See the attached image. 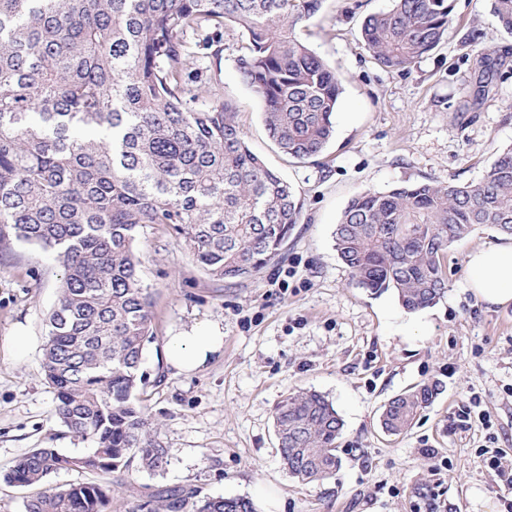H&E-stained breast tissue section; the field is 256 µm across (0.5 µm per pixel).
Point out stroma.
Here are the masks:
<instances>
[{
	"instance_id": "stroma-1",
	"label": "stroma",
	"mask_w": 512,
	"mask_h": 512,
	"mask_svg": "<svg viewBox=\"0 0 512 512\" xmlns=\"http://www.w3.org/2000/svg\"><path fill=\"white\" fill-rule=\"evenodd\" d=\"M392 6L322 0L302 30L342 85L332 142L303 161L269 137L260 104L237 74L239 32H225L216 88L236 108L251 149L295 191L301 221L279 259L241 281L211 279L162 226L142 228L141 276L157 339L141 370L169 463L161 473L113 475L112 512H139L151 490L182 486L248 498L257 512H484L485 501H498L497 477L478 449L512 458V306L475 298L466 256L499 242L500 233L484 226L455 242L447 295L408 312L393 291L352 283L334 230L363 191L484 177L498 150L512 146V33L490 0H455L445 41L393 72L361 39L364 18ZM489 45L495 52L486 62ZM62 275L35 245L0 255V472L34 448L67 456L92 449L57 420L44 379L45 321ZM201 326L218 328L223 347L195 369L175 367L171 339ZM19 328L28 336L20 351L11 343ZM423 382L436 387L431 404L407 433H384L385 404ZM301 389L325 395L344 423L341 468L324 481L299 482L280 461L275 410ZM473 399L488 424L454 428L459 407Z\"/></svg>"
}]
</instances>
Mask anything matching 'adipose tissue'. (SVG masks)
I'll return each mask as SVG.
<instances>
[{
    "mask_svg": "<svg viewBox=\"0 0 512 512\" xmlns=\"http://www.w3.org/2000/svg\"><path fill=\"white\" fill-rule=\"evenodd\" d=\"M466 267L468 288L476 298L491 306L512 304V237L473 249L467 256ZM223 344L218 329H197L193 335L172 339L171 362L180 369L195 368Z\"/></svg>",
    "mask_w": 512,
    "mask_h": 512,
    "instance_id": "obj_1",
    "label": "adipose tissue"
}]
</instances>
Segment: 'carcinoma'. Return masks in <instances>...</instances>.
Returning a JSON list of instances; mask_svg holds the SVG:
<instances>
[{
  "label": "carcinoma",
  "mask_w": 512,
  "mask_h": 512,
  "mask_svg": "<svg viewBox=\"0 0 512 512\" xmlns=\"http://www.w3.org/2000/svg\"><path fill=\"white\" fill-rule=\"evenodd\" d=\"M321 0H0V252L40 247L63 268L47 321L43 370L56 416L94 445L69 457L34 448L3 475L39 487L61 470L99 482L26 497L24 512H102L114 473L168 464L162 425L146 413L140 365L155 339L136 243L165 226L216 280L247 279L275 261L300 221L287 181L248 146L237 112L197 86L204 59L220 65L224 30L240 29V79L257 97L269 137L289 157L322 154L334 136L341 86L301 37ZM512 31V0H491ZM453 0H394L367 16L361 37L382 66L405 71L437 48ZM512 226V148L477 182L365 191L345 208L335 249L355 285L391 289L416 311L448 291L451 243L481 226ZM435 385L393 397L390 435L408 431ZM284 468L301 481L336 475L343 421L322 394L276 408ZM144 512H256L242 497L158 490Z\"/></svg>",
  "instance_id": "carcinoma-1"
}]
</instances>
